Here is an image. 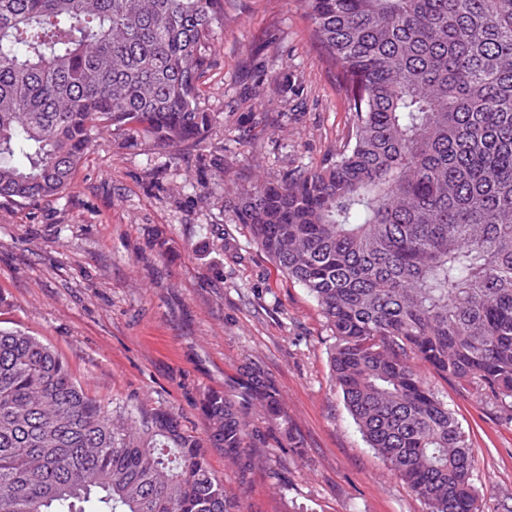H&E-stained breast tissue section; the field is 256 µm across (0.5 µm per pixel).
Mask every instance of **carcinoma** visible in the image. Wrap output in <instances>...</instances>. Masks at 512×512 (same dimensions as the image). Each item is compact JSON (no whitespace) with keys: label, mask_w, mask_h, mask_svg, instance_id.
Returning <instances> with one entry per match:
<instances>
[{"label":"carcinoma","mask_w":512,"mask_h":512,"mask_svg":"<svg viewBox=\"0 0 512 512\" xmlns=\"http://www.w3.org/2000/svg\"><path fill=\"white\" fill-rule=\"evenodd\" d=\"M235 0H0V207L52 200L96 134L178 156L208 138ZM351 133L238 187L228 221L315 299L362 437L425 506L477 512L469 436L423 371L512 412V0H303ZM250 401L276 404L255 379ZM207 437L116 415L36 336L0 328V512H239L208 447L254 464L241 408Z\"/></svg>","instance_id":"1"}]
</instances>
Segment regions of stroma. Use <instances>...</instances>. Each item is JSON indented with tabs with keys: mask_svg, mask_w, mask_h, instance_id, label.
<instances>
[{
	"mask_svg": "<svg viewBox=\"0 0 512 512\" xmlns=\"http://www.w3.org/2000/svg\"><path fill=\"white\" fill-rule=\"evenodd\" d=\"M310 29L300 0H236L205 77L211 136L175 159L96 136L63 195L0 208V327L49 344L106 405L167 409L195 433L204 393L237 401L263 377L287 418L248 409L254 468L209 451L241 512H424L358 432L315 300L226 221L224 193L318 165L349 134ZM284 75L302 96L278 93ZM253 111L265 118L254 128ZM428 382L470 436L477 512H506L512 417L454 381Z\"/></svg>",
	"mask_w": 512,
	"mask_h": 512,
	"instance_id": "obj_1",
	"label": "stroma"
}]
</instances>
